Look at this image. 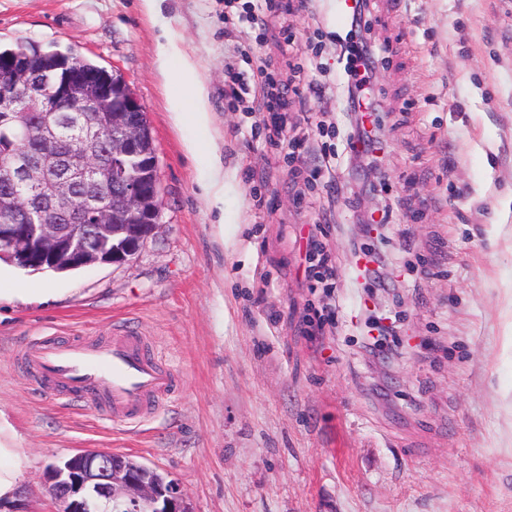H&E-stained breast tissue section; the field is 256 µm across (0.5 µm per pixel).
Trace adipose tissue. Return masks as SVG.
Instances as JSON below:
<instances>
[{"label":"adipose tissue","instance_id":"adipose-tissue-1","mask_svg":"<svg viewBox=\"0 0 512 512\" xmlns=\"http://www.w3.org/2000/svg\"><path fill=\"white\" fill-rule=\"evenodd\" d=\"M159 72L178 88L187 92L189 111L174 109L170 117L174 126L192 121L200 129L208 128L211 122L209 97L206 88L196 75L195 64L189 56H182L179 63H172L167 47H160L157 54ZM28 467V457L18 448L11 425L0 416V506L14 507L24 493L22 478Z\"/></svg>","mask_w":512,"mask_h":512}]
</instances>
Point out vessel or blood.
I'll return each instance as SVG.
<instances>
[{"label":"vessel or blood","mask_w":512,"mask_h":512,"mask_svg":"<svg viewBox=\"0 0 512 512\" xmlns=\"http://www.w3.org/2000/svg\"><path fill=\"white\" fill-rule=\"evenodd\" d=\"M23 359L35 383L57 399L123 423L153 416L179 385L177 374L148 353L144 337L123 329L96 345L41 336Z\"/></svg>","instance_id":"1"}]
</instances>
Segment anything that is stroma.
Wrapping results in <instances>:
<instances>
[{"instance_id": "35a3bbf8", "label": "stroma", "mask_w": 512, "mask_h": 512, "mask_svg": "<svg viewBox=\"0 0 512 512\" xmlns=\"http://www.w3.org/2000/svg\"><path fill=\"white\" fill-rule=\"evenodd\" d=\"M390 50L373 86L387 141L366 191L336 167L337 193H300L258 114L224 86L290 54L305 83L335 73L342 31L326 0L224 24V0H0V44L75 52L117 69L143 106L161 183L156 232L121 264L71 273L0 265V411L29 458L23 512H58L45 467L81 449L121 452L179 480L191 512H512V0H372ZM292 43H285V35ZM189 55L208 88L209 130L174 126L184 95L156 69L160 44ZM347 127L338 89L294 105ZM216 140L224 203L185 149ZM394 210L380 236L359 214ZM320 225L335 257L330 294L308 288L302 238ZM394 263L384 311L396 340L361 342L367 306L353 242ZM27 283L29 293L16 290ZM334 311L324 334L313 310ZM129 318L178 373L170 403L137 425L65 406L20 357L43 333H112Z\"/></svg>"}]
</instances>
